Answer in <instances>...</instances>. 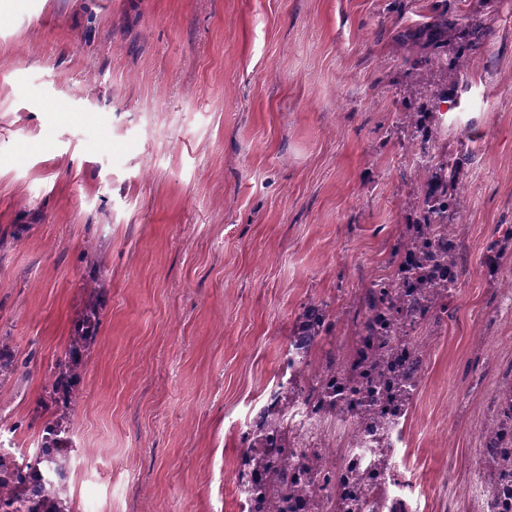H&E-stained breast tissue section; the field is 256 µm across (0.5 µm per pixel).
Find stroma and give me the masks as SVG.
<instances>
[{
  "mask_svg": "<svg viewBox=\"0 0 512 512\" xmlns=\"http://www.w3.org/2000/svg\"><path fill=\"white\" fill-rule=\"evenodd\" d=\"M436 0H0V447L100 284L65 435L72 512H241L245 433L285 383L304 305L350 351L364 288L417 219L399 36ZM490 37L433 121L460 176L465 272L428 340L393 457L409 512H487L482 434L512 379V8L448 0ZM498 241L495 269L484 264ZM29 361H19L7 338L0 337V388L7 384L19 367L27 368Z\"/></svg>",
  "mask_w": 512,
  "mask_h": 512,
  "instance_id": "stroma-1",
  "label": "stroma"
}]
</instances>
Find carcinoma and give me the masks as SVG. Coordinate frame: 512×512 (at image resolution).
<instances>
[{
    "instance_id": "1",
    "label": "carcinoma",
    "mask_w": 512,
    "mask_h": 512,
    "mask_svg": "<svg viewBox=\"0 0 512 512\" xmlns=\"http://www.w3.org/2000/svg\"><path fill=\"white\" fill-rule=\"evenodd\" d=\"M434 20L420 26L410 35V40L423 43L428 48L424 56L426 65L457 75L461 64L448 63L438 52L448 31L459 33L461 49L472 52L479 48L487 35V28L477 19L458 27L457 18L448 13L447 0L435 5ZM417 158L425 161L418 168L423 175V191L419 200V217L407 225L406 235L392 246L394 271L374 279L364 289L360 298L357 322V342L354 367L344 374V386L355 397L356 418L379 432L391 430L394 416L377 408L379 400L375 388L380 382L391 379L397 388L403 408H408L418 390L425 368L426 336L440 326L448 312L447 300L459 288L460 240L458 225L450 223L452 215L461 206L458 174L469 160L464 153L454 157L436 151L424 139L415 148ZM336 325V317L324 304L304 307L290 346L299 357L298 363L308 366L307 357L312 348ZM92 339L88 327L74 329L68 347L56 364L51 390L39 404L47 412L56 414L73 410L79 401L77 370L82 365L85 347ZM28 361L19 360L8 339L0 337V387L7 384L19 367ZM342 367L336 349L326 352L322 365L309 376L298 372L290 383L303 379V388L288 396L284 387L274 394L276 404L267 406L258 416L254 430L256 440L254 460L264 463L262 451L268 434L286 428L284 410L304 397L311 400L319 395L321 413L318 422L346 421L336 412L334 384L325 379ZM483 454L490 465L493 481L487 489L488 499L496 497L502 477L512 468V385L502 392L498 417L483 432ZM63 449L58 442L43 446L28 462H17L7 453H0V512H62L59 494L67 479ZM266 470L272 483V498L267 504L269 512H276L275 504L282 499V490L295 497L305 494L304 486L288 478V458L276 459Z\"/></svg>"
}]
</instances>
